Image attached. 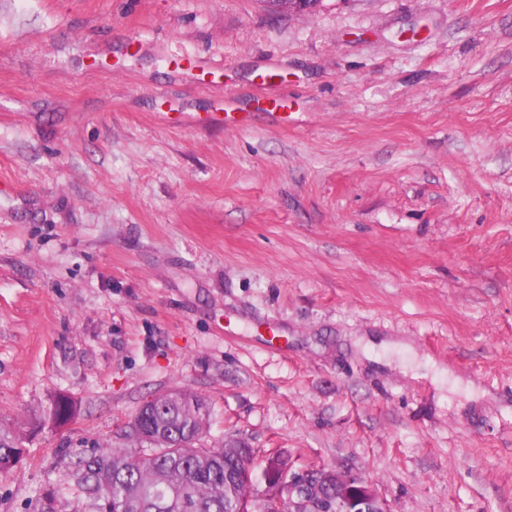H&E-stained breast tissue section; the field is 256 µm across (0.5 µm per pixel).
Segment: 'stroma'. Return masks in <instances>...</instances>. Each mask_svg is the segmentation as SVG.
Masks as SVG:
<instances>
[{"label":"stroma","mask_w":512,"mask_h":512,"mask_svg":"<svg viewBox=\"0 0 512 512\" xmlns=\"http://www.w3.org/2000/svg\"><path fill=\"white\" fill-rule=\"evenodd\" d=\"M0 181V512L173 389L390 512H512V0H0ZM22 453L17 434L0 426V473L12 469L20 461Z\"/></svg>","instance_id":"obj_1"}]
</instances>
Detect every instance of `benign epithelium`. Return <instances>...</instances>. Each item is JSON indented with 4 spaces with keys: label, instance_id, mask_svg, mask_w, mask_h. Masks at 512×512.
<instances>
[{
    "label": "benign epithelium",
    "instance_id": "benign-epithelium-1",
    "mask_svg": "<svg viewBox=\"0 0 512 512\" xmlns=\"http://www.w3.org/2000/svg\"><path fill=\"white\" fill-rule=\"evenodd\" d=\"M277 456L285 462L279 473L270 479L265 475L269 463L255 467L252 474V496L259 507L247 512H266L271 502L288 501V512H390L378 496L373 485L357 472L348 471L331 485L325 480L322 468L291 470L288 458Z\"/></svg>",
    "mask_w": 512,
    "mask_h": 512
}]
</instances>
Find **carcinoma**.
Returning <instances> with one entry per match:
<instances>
[{
	"instance_id": "carcinoma-1",
	"label": "carcinoma",
	"mask_w": 512,
	"mask_h": 512,
	"mask_svg": "<svg viewBox=\"0 0 512 512\" xmlns=\"http://www.w3.org/2000/svg\"><path fill=\"white\" fill-rule=\"evenodd\" d=\"M70 410L69 401L58 398L47 415L64 422ZM210 416L203 397L184 391L171 402L140 408L138 427L125 432L138 447L100 448L70 474L84 512H239L249 497L240 473L270 452L209 444ZM22 453L17 434L0 427V473Z\"/></svg>"
}]
</instances>
